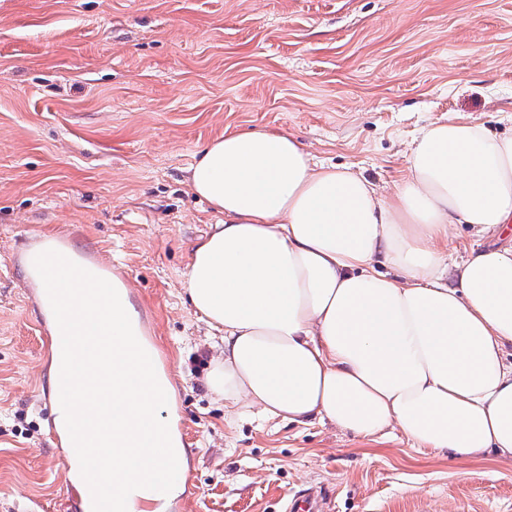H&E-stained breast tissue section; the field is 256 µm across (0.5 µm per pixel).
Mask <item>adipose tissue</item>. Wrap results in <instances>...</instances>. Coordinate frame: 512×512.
<instances>
[{
  "label": "adipose tissue",
  "instance_id": "obj_1",
  "mask_svg": "<svg viewBox=\"0 0 512 512\" xmlns=\"http://www.w3.org/2000/svg\"><path fill=\"white\" fill-rule=\"evenodd\" d=\"M189 183L223 216L195 244L183 287L220 336L208 385L229 414L370 439L394 427L422 449L512 460V246L454 265L443 249L451 225L490 235L512 223V134L434 121L386 194L352 167L315 164L288 133H228L201 149ZM105 344L95 377L123 417L105 433L112 465L87 475L85 495L111 485L113 512H135L177 493L185 450L160 417L172 386L139 360V316L120 284ZM148 416L159 453L128 470Z\"/></svg>",
  "mask_w": 512,
  "mask_h": 512
}]
</instances>
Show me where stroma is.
I'll use <instances>...</instances> for the list:
<instances>
[{"instance_id": "1", "label": "stroma", "mask_w": 512, "mask_h": 512, "mask_svg": "<svg viewBox=\"0 0 512 512\" xmlns=\"http://www.w3.org/2000/svg\"><path fill=\"white\" fill-rule=\"evenodd\" d=\"M448 115L512 131V0H0V512H79L23 266L60 235L126 274L173 381L161 416L188 464L165 512H282L308 486L331 512H512V462L495 455L228 416L183 288L220 220L188 183L211 140L285 131L390 190Z\"/></svg>"}]
</instances>
